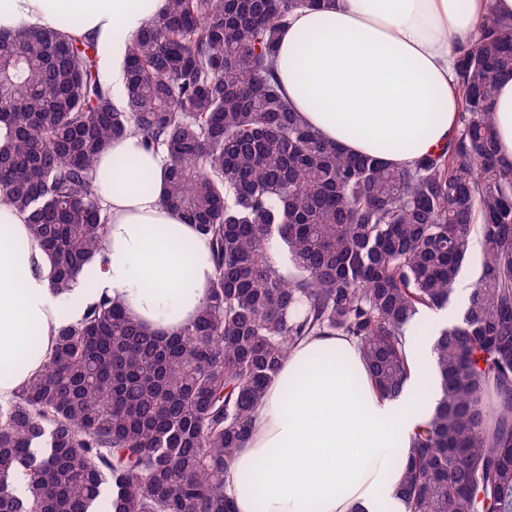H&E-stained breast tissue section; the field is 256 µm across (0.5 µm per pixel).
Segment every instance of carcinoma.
Returning <instances> with one entry per match:
<instances>
[{
	"label": "carcinoma",
	"instance_id": "1",
	"mask_svg": "<svg viewBox=\"0 0 512 512\" xmlns=\"http://www.w3.org/2000/svg\"><path fill=\"white\" fill-rule=\"evenodd\" d=\"M318 0H167L129 48L125 105L61 26L0 32V201L69 299L108 221L97 154L135 130L166 158L163 203L209 240L208 300L150 335L104 297L58 330L0 403V512H235L224 474L288 352L355 339L375 388L408 382L405 328L448 305L472 240L481 274L434 348L440 398L406 450V512H512V169L492 113L512 17L490 9L457 60V133L396 169L304 125L280 91L281 29Z\"/></svg>",
	"mask_w": 512,
	"mask_h": 512
}]
</instances>
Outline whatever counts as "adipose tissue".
<instances>
[{"mask_svg":"<svg viewBox=\"0 0 512 512\" xmlns=\"http://www.w3.org/2000/svg\"><path fill=\"white\" fill-rule=\"evenodd\" d=\"M166 0H0V31L77 19L95 41L100 74L121 90L127 52ZM512 16V0H321L279 36L275 72L306 125L349 154L407 168L455 134L461 48L488 9ZM498 154L512 165V77L498 87ZM166 162L135 133L94 161L106 235L78 276L77 298L52 293L53 263L29 233V215L0 204V400L49 361L58 329L100 295L161 336L180 333L207 298L214 266L196 225L166 207ZM455 311L425 312L406 333L414 364L399 397L379 395L358 346L336 335L296 345L267 386L249 435L225 477L236 512H405L403 464L395 460L435 403L433 347Z\"/></svg>","mask_w":512,"mask_h":512,"instance_id":"ef3b65f1","label":"adipose tissue"}]
</instances>
